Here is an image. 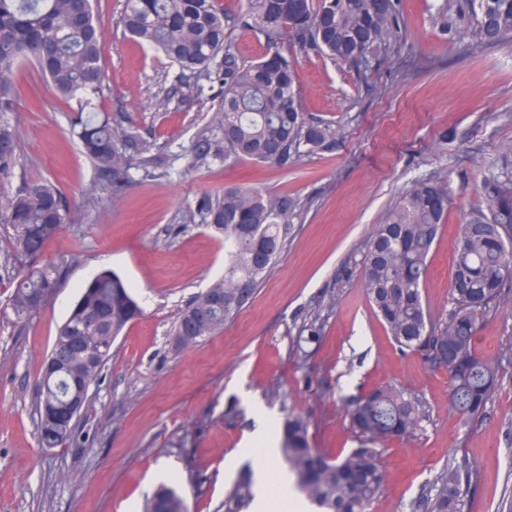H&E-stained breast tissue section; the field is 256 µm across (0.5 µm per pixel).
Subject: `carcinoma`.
Returning <instances> with one entry per match:
<instances>
[{
	"label": "carcinoma",
	"instance_id": "obj_1",
	"mask_svg": "<svg viewBox=\"0 0 512 512\" xmlns=\"http://www.w3.org/2000/svg\"><path fill=\"white\" fill-rule=\"evenodd\" d=\"M245 0L236 17L222 0H126L123 32L162 52L195 82L218 81L222 99L213 126L200 136L196 160L211 155L213 138L224 160L249 159L286 168L304 153L336 143V128L308 120L296 85L293 49L318 50L334 61L370 68L381 49L403 39L400 0ZM463 18L479 44L512 35V0H466ZM253 30L265 39V52L245 61L231 50L229 30ZM103 31L92 0H0V228L7 236L0 269L19 270L11 296L19 319L39 313L50 302L65 267L38 264L46 243L84 213L73 210L61 192L42 178H20L21 136L14 120L15 77L30 64L58 96L91 105L101 90ZM274 53L277 61L265 63ZM83 153L107 181L111 196L126 187L124 174L137 162L144 171L156 157L138 129L112 123L105 112L77 118ZM478 209L462 224L449 286L452 309L434 320L425 309L423 290L428 257L448 212L434 198L451 197L447 180L422 178L374 228L362 251L364 284L376 315L403 350L421 353L448 373L449 409L469 425L488 413L500 383L502 363L474 350L480 320L512 299V164L490 167L477 186ZM302 203L286 194H263L228 187L205 209V220L224 235V276L181 311L174 344L190 348L221 331L244 306L241 288L256 286L280 254L282 230ZM264 244L270 257L257 260ZM204 309L208 322L195 324ZM141 314L129 287L102 271L81 289L68 318L43 358L35 399L37 430L45 448L73 444L79 418L59 422L70 404L91 400L122 330ZM84 336L91 356L75 352L72 338ZM343 409L358 434L356 447L329 455L311 445L310 421L290 414L283 424L281 454L296 490L318 512H368L380 492L382 446L408 439L428 418L422 402L393 385L378 386L344 400ZM476 470L468 460L441 469L422 503L425 512H466ZM253 498L250 473L241 474L224 497V512H245ZM142 512H188L177 491L163 486Z\"/></svg>",
	"mask_w": 512,
	"mask_h": 512
}]
</instances>
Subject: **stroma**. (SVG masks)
<instances>
[{"mask_svg": "<svg viewBox=\"0 0 512 512\" xmlns=\"http://www.w3.org/2000/svg\"><path fill=\"white\" fill-rule=\"evenodd\" d=\"M458 5L403 0L404 38L367 72L296 53L305 115L335 124L336 144L280 168L215 155L197 163L220 85L189 93V76L118 27L125 0H95L106 78L92 104L134 124L158 159L152 173L130 169L116 199L80 150L77 104L32 68L19 70L21 172L48 179L75 209L90 189L105 198L47 244L42 263L67 275L30 320L17 321L14 284L0 271V512H140L163 484L189 512H224L241 472L263 469L272 481L287 473L279 451L245 445L259 414L277 427L289 411L308 415L313 444L336 455L356 440L341 399L387 384L421 398L429 419L382 455L385 483L369 512H420L433 476L465 458L478 470L471 512L512 500V368L487 415L463 425L448 409L447 373L401 351L376 317L360 262L374 227L417 179L446 177L452 202L423 295L431 317L450 313L455 245L479 205L473 187L512 145V36L479 45L448 32L444 19ZM230 186L287 193L303 208L238 316L178 348L180 311L224 274V241L205 224L204 205ZM103 270L121 276L142 313L91 389L78 444L42 447L32 409L40 364L81 287ZM310 326L316 336L297 355L293 341ZM475 350L491 359L512 351V304L483 317Z\"/></svg>", "mask_w": 512, "mask_h": 512, "instance_id": "1", "label": "stroma"}]
</instances>
